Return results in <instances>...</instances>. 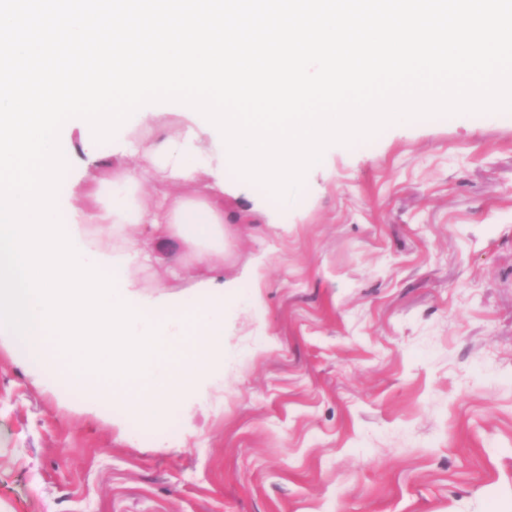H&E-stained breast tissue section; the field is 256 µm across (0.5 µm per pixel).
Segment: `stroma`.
<instances>
[{"mask_svg":"<svg viewBox=\"0 0 512 512\" xmlns=\"http://www.w3.org/2000/svg\"><path fill=\"white\" fill-rule=\"evenodd\" d=\"M240 224L224 373L159 427L0 346V512H512V112L329 146Z\"/></svg>","mask_w":512,"mask_h":512,"instance_id":"stroma-1","label":"stroma"}]
</instances>
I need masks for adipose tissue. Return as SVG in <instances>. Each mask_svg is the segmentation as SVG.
<instances>
[{
  "instance_id": "1",
  "label": "adipose tissue",
  "mask_w": 512,
  "mask_h": 512,
  "mask_svg": "<svg viewBox=\"0 0 512 512\" xmlns=\"http://www.w3.org/2000/svg\"><path fill=\"white\" fill-rule=\"evenodd\" d=\"M207 137L193 118H186L174 132L167 113H147L112 144L121 164L112 178L111 205L100 201L103 180L97 176L72 182L63 200L69 231L83 238L95 235L108 245L97 254H85V262H97L101 270L115 273L117 291L132 293L133 306L149 319L173 318L164 337L176 346L175 361L161 362L148 378L105 382V394L65 398L120 430L127 414L159 426L175 406L205 394L224 359V304L266 263L260 255L234 276L224 274L222 259L237 242L234 224L224 218V195L236 187L237 177L216 148H205ZM188 257L206 272L190 297L142 295L135 282L140 269L164 263L175 272ZM187 312L195 313L198 322L195 334L185 341L179 319ZM22 355L47 380L77 386L75 374L54 357L43 330L29 335Z\"/></svg>"
}]
</instances>
